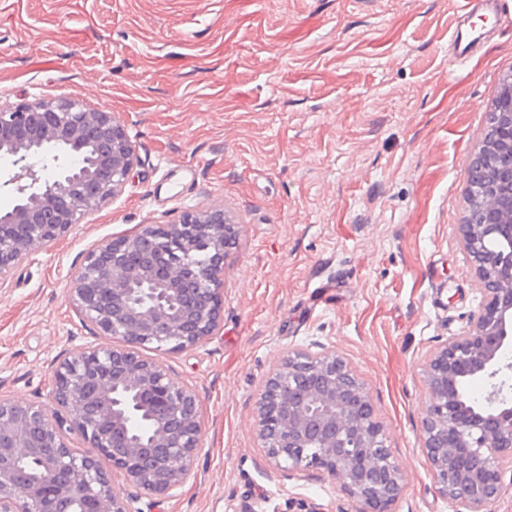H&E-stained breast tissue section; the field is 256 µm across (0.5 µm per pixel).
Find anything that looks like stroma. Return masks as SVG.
I'll list each match as a JSON object with an SVG mask.
<instances>
[{"label":"stroma","mask_w":512,"mask_h":512,"mask_svg":"<svg viewBox=\"0 0 512 512\" xmlns=\"http://www.w3.org/2000/svg\"><path fill=\"white\" fill-rule=\"evenodd\" d=\"M462 0H0V96H75L117 113L140 163L123 193L0 285V395L46 400L56 362L109 345L68 301L102 241L187 209L224 212V320L198 346L147 350L202 420L170 497L142 512H357L315 468L272 473L258 394L288 355L334 354L369 392L405 481L391 512H459L435 488L422 364L483 302L461 246L467 168L502 74L512 0L473 57ZM485 29L483 26L480 28L472 27L463 29L462 24L459 25L451 36L452 55L455 59L466 61L476 51L477 47L483 42L490 30Z\"/></svg>","instance_id":"obj_1"}]
</instances>
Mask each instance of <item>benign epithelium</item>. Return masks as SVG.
Segmentation results:
<instances>
[{
    "instance_id": "obj_1",
    "label": "benign epithelium",
    "mask_w": 512,
    "mask_h": 512,
    "mask_svg": "<svg viewBox=\"0 0 512 512\" xmlns=\"http://www.w3.org/2000/svg\"><path fill=\"white\" fill-rule=\"evenodd\" d=\"M490 117L499 134L479 154L498 161V180L511 185V79L502 80ZM0 158L23 171L3 182L15 204L0 210L1 284L119 196L138 165L119 115L74 97L0 102ZM474 197L492 222L461 225L462 247L484 302L468 330L424 362L422 433L439 493L485 512L504 493L501 466L512 464V247L485 245L512 239V203L492 188ZM235 233L222 210H188L88 253L71 275L69 301L112 344L59 361L54 410L0 395V512H130L113 486L117 472L149 496L181 486L200 448L197 397L139 349L186 350L218 329L224 253ZM473 380L486 382L482 403L467 397ZM255 426L273 470L321 469L359 512H390L402 492V470L365 387L332 354L298 352L277 364L255 402ZM73 433L84 448L71 446Z\"/></svg>"
}]
</instances>
